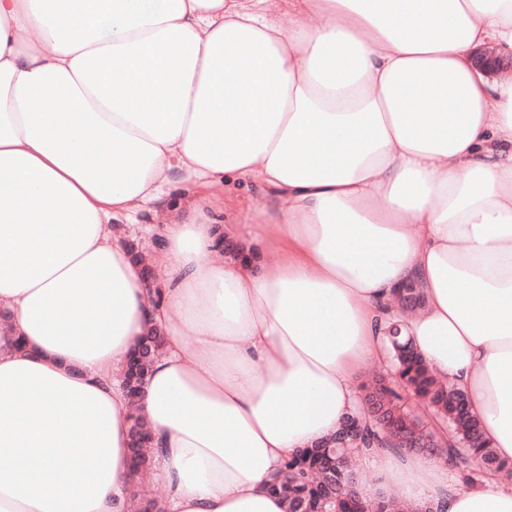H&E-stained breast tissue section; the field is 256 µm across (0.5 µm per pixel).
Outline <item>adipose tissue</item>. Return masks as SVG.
<instances>
[{
    "instance_id": "1",
    "label": "adipose tissue",
    "mask_w": 512,
    "mask_h": 512,
    "mask_svg": "<svg viewBox=\"0 0 512 512\" xmlns=\"http://www.w3.org/2000/svg\"><path fill=\"white\" fill-rule=\"evenodd\" d=\"M278 4L0 0V512H128L117 373L153 327L165 512H285L271 475L356 407L408 281L404 335L512 465V77L473 62L512 53V0ZM122 221L158 238L155 286ZM370 460L364 502L512 512L502 473ZM475 60L488 75L496 76L504 70L512 71V57L510 60L504 59L495 55V52L489 47H482L476 50Z\"/></svg>"
}]
</instances>
